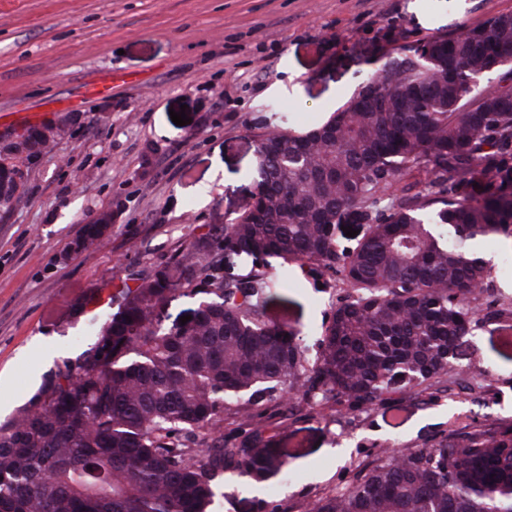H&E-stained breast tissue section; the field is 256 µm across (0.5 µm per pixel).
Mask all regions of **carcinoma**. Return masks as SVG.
Returning <instances> with one entry per match:
<instances>
[{
  "label": "carcinoma",
  "mask_w": 512,
  "mask_h": 512,
  "mask_svg": "<svg viewBox=\"0 0 512 512\" xmlns=\"http://www.w3.org/2000/svg\"><path fill=\"white\" fill-rule=\"evenodd\" d=\"M396 56L325 122L257 134L256 210L122 281L105 319L89 313L112 340L102 361L89 350L46 375L0 424V512H210L225 471L263 482L286 467L260 428L224 443L226 404L362 408L446 375L463 386L457 350L494 282L480 244L512 241V11ZM493 71L503 85L476 91ZM350 214L366 230L347 248ZM232 256L249 270L224 276ZM273 259L346 285L312 362L268 315L287 287ZM177 296L195 300L192 320L164 326ZM313 512H512V428L396 450Z\"/></svg>",
  "instance_id": "cac0c4a2"
}]
</instances>
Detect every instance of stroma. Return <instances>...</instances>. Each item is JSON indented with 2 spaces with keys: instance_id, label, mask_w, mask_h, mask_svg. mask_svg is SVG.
Returning a JSON list of instances; mask_svg holds the SVG:
<instances>
[{
  "instance_id": "35a3bbf8",
  "label": "stroma",
  "mask_w": 512,
  "mask_h": 512,
  "mask_svg": "<svg viewBox=\"0 0 512 512\" xmlns=\"http://www.w3.org/2000/svg\"><path fill=\"white\" fill-rule=\"evenodd\" d=\"M512 0H0V148L31 126L62 133L28 164L23 201L0 211V422L45 375L97 340L74 302L168 261L254 191V137L329 117L386 47L458 32ZM107 82L100 94L95 83ZM184 110L178 126L171 111ZM112 230L77 255L84 224ZM270 316L315 357L341 291L299 268ZM466 390L396 393L369 409L293 399L224 409V438L272 435L287 472L258 484L225 472L214 512H310L394 448L464 425L512 426V312L479 320L457 351Z\"/></svg>"
}]
</instances>
